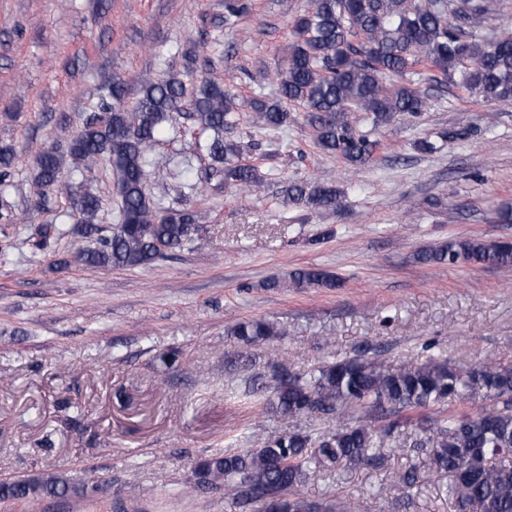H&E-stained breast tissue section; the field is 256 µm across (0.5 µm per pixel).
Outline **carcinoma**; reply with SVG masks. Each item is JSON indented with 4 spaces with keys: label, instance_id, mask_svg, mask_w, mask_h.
<instances>
[{
    "label": "carcinoma",
    "instance_id": "obj_1",
    "mask_svg": "<svg viewBox=\"0 0 512 512\" xmlns=\"http://www.w3.org/2000/svg\"><path fill=\"white\" fill-rule=\"evenodd\" d=\"M507 0H310L309 10L293 21L295 40L275 72L276 100H253L257 123L279 130L292 120L288 105L303 106L316 145L353 166L369 163L378 141L356 128L352 113L376 129L396 114H419L428 97L408 74L433 73L443 86L453 83L470 97L512 104V24L492 33L481 21L508 16ZM112 104L88 117L63 150L41 151L34 160L32 187L39 197L62 191L72 201L75 225L65 230L42 224L29 239L43 248L67 232L97 242L79 250L74 262L91 268L146 266L166 252L183 249L206 222L201 210L169 209L146 194L152 153L161 141L162 123L184 120L192 130L185 143L189 157L206 152L224 185L253 192L263 184L259 168L241 162L242 148L223 139L235 123L236 98L224 84L201 77L189 97L175 77L148 81L132 107L119 83ZM16 159L12 147L0 148V187L7 186ZM107 160L116 174L119 224L105 233L99 224L100 200L89 189L72 190L67 173L85 178ZM288 203L313 210L340 209L346 193L330 180L294 181ZM424 265H472L512 271L507 239L450 238L414 254ZM344 278L327 269L300 267L262 287L337 290ZM245 346L273 335L260 320L237 322L231 330ZM362 346L356 354L324 362L306 373L273 370L266 410L282 418L320 415L325 427L314 433L290 429L258 448L227 449L193 467L195 484L222 489L239 512H322L301 496L310 474L359 465L384 464L385 440L402 433L401 423L435 406L458 399L482 398L492 408L476 415L449 416L436 426L405 434L410 446L427 448L432 469L451 480L448 494L456 512H512V365L481 362L457 370L448 358L432 355L395 370ZM358 412L356 419L349 414ZM62 471L0 480V502H35L84 497Z\"/></svg>",
    "mask_w": 512,
    "mask_h": 512
}]
</instances>
